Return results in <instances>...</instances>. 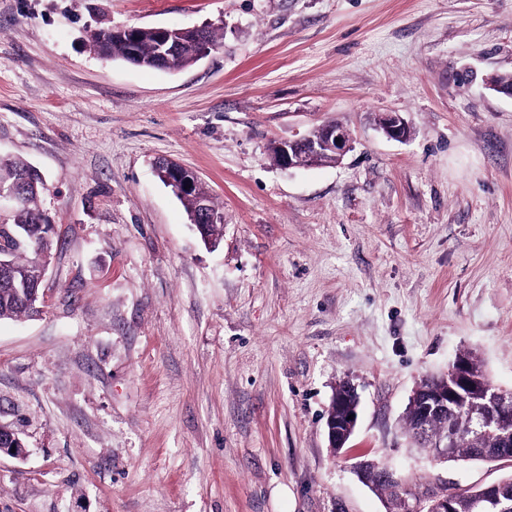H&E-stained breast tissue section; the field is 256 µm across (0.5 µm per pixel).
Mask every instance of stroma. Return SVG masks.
Wrapping results in <instances>:
<instances>
[{
  "instance_id": "obj_1",
  "label": "stroma",
  "mask_w": 512,
  "mask_h": 512,
  "mask_svg": "<svg viewBox=\"0 0 512 512\" xmlns=\"http://www.w3.org/2000/svg\"><path fill=\"white\" fill-rule=\"evenodd\" d=\"M218 43L175 73L98 56L103 26ZM512 0H0V159L46 180L40 316L0 320V512H388L353 469L486 486L402 428L472 351L512 387ZM397 112L406 140L379 119ZM328 120L354 148L281 169ZM224 208L203 243L157 177ZM360 394L348 452L325 421Z\"/></svg>"
}]
</instances>
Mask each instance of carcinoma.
Returning a JSON list of instances; mask_svg holds the SVG:
<instances>
[{
	"label": "carcinoma",
	"instance_id": "cac0c4a2",
	"mask_svg": "<svg viewBox=\"0 0 512 512\" xmlns=\"http://www.w3.org/2000/svg\"><path fill=\"white\" fill-rule=\"evenodd\" d=\"M213 47L218 41L217 30L211 26L195 38L183 37V43L176 53L161 55L157 35L152 27H141L137 31L134 50L135 57L129 56V44L118 36L111 35V28L102 27L90 34L92 50L108 60L148 69L176 72L199 60L197 41ZM0 186H17L23 189V197L9 217V225L14 227L21 238L11 257L12 273L9 277L0 276V320L30 316L37 313V302L27 295V284L34 276L37 262L46 259L51 245V225L43 221L39 207V197L45 189V180L22 159L0 160ZM207 199L211 210L223 211L209 191L198 184L195 192L180 195L189 217L197 212L198 199ZM458 360L470 365L479 386L495 387L481 362L470 352H462ZM452 384L451 374L427 376L420 382V388L437 390ZM512 430V389L506 399L491 405L479 394L465 395L457 402V407L444 413L422 414L420 407L409 406L404 417V432L417 448H434L438 443L448 441L449 461H496L512 459V441L505 443L499 434ZM387 465L380 462L367 474L373 489L383 496L390 505V512H403L405 499L411 492L401 484L384 479ZM454 512H512V477L497 483L495 494L489 495L483 489L461 490L454 499Z\"/></svg>",
	"mask_w": 512,
	"mask_h": 512
}]
</instances>
